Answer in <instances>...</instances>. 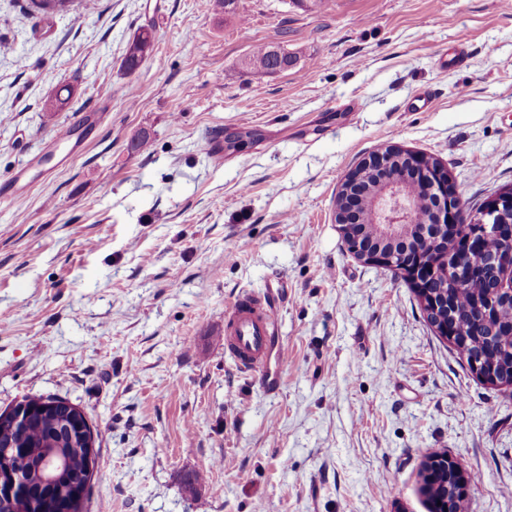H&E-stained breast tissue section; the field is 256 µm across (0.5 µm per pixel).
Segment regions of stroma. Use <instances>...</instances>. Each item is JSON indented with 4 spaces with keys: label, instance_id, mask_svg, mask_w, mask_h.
<instances>
[{
    "label": "stroma",
    "instance_id": "1",
    "mask_svg": "<svg viewBox=\"0 0 512 512\" xmlns=\"http://www.w3.org/2000/svg\"><path fill=\"white\" fill-rule=\"evenodd\" d=\"M141 27L154 49L130 72ZM0 41V411L52 395L87 414L85 512H429L440 453L480 478L465 512H512V393L335 222L386 145L437 159L471 206L512 186V0H0ZM260 45L291 66L249 69ZM241 127L259 141L217 154ZM243 292L276 305L267 383L224 355Z\"/></svg>",
    "mask_w": 512,
    "mask_h": 512
}]
</instances>
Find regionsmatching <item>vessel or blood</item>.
Segmentation results:
<instances>
[{
  "instance_id": "b4317fda",
  "label": "vessel or blood",
  "mask_w": 512,
  "mask_h": 512,
  "mask_svg": "<svg viewBox=\"0 0 512 512\" xmlns=\"http://www.w3.org/2000/svg\"><path fill=\"white\" fill-rule=\"evenodd\" d=\"M278 330L275 307L259 294H242L224 315V354L241 372L263 373Z\"/></svg>"
}]
</instances>
